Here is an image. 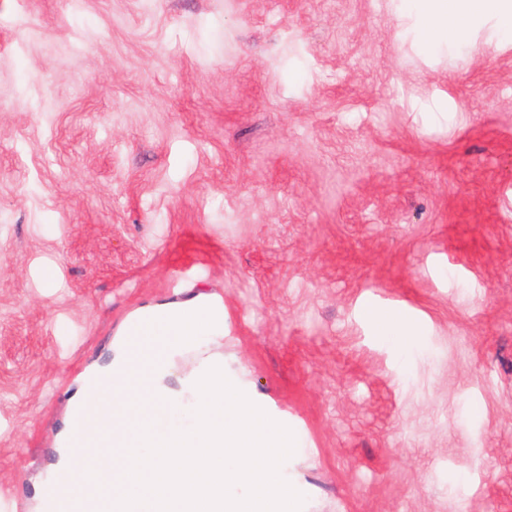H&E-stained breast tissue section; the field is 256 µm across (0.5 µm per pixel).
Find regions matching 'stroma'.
I'll return each instance as SVG.
<instances>
[{"label": "stroma", "mask_w": 512, "mask_h": 512, "mask_svg": "<svg viewBox=\"0 0 512 512\" xmlns=\"http://www.w3.org/2000/svg\"><path fill=\"white\" fill-rule=\"evenodd\" d=\"M421 25L402 0H0V512H41L126 316L201 290L303 442L301 512H512V42Z\"/></svg>", "instance_id": "35a3bbf8"}]
</instances>
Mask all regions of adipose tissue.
Returning a JSON list of instances; mask_svg holds the SVG:
<instances>
[{
    "label": "adipose tissue",
    "instance_id": "ef3b65f1",
    "mask_svg": "<svg viewBox=\"0 0 512 512\" xmlns=\"http://www.w3.org/2000/svg\"><path fill=\"white\" fill-rule=\"evenodd\" d=\"M418 11L424 18L421 39L430 48L447 40L465 44L473 19L494 16L501 37L512 38V0H419Z\"/></svg>",
    "mask_w": 512,
    "mask_h": 512
}]
</instances>
